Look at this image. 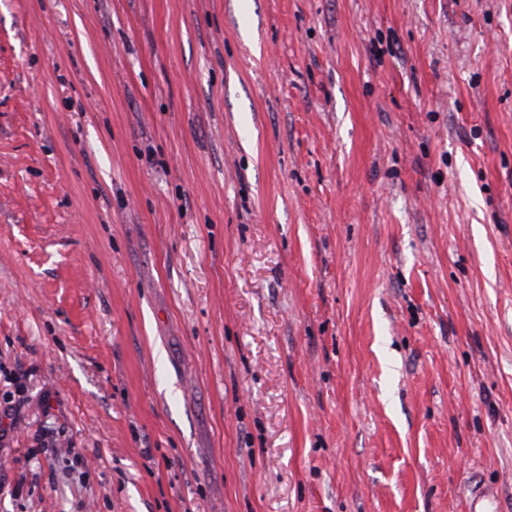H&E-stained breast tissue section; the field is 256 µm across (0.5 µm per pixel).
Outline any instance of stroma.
<instances>
[{
  "mask_svg": "<svg viewBox=\"0 0 512 512\" xmlns=\"http://www.w3.org/2000/svg\"><path fill=\"white\" fill-rule=\"evenodd\" d=\"M512 512V0H0V512Z\"/></svg>",
  "mask_w": 512,
  "mask_h": 512,
  "instance_id": "35a3bbf8",
  "label": "stroma"
}]
</instances>
